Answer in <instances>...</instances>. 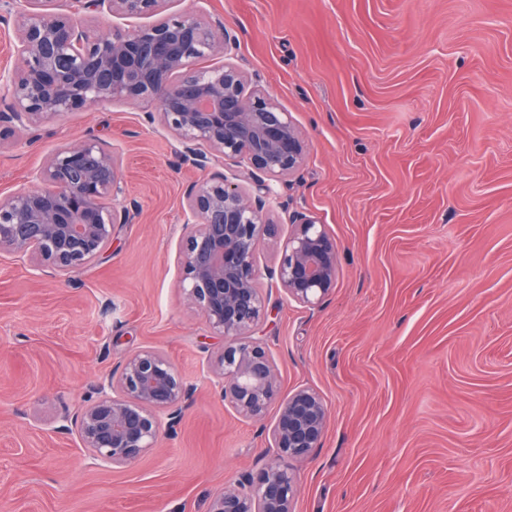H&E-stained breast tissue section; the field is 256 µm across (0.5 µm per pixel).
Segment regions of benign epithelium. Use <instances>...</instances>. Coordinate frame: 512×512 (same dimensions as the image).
<instances>
[{"instance_id": "benign-epithelium-1", "label": "benign epithelium", "mask_w": 512, "mask_h": 512, "mask_svg": "<svg viewBox=\"0 0 512 512\" xmlns=\"http://www.w3.org/2000/svg\"><path fill=\"white\" fill-rule=\"evenodd\" d=\"M172 2L25 0L15 17L21 67L0 72L9 93L0 110V139L51 115L128 101L154 106L185 163L202 170L226 159L248 161L256 171L248 188L217 172L186 190L180 288L224 337L215 367L224 400L250 418L276 407L273 447L283 459H301L322 443L327 409L310 389L280 397L264 343L247 336L267 315L256 244L276 235L269 217L274 206H283L276 184L298 171L307 145L274 99L260 89L246 92V76L236 65H202L235 46L223 21L174 10ZM103 11L151 22L99 36L88 17ZM33 181L0 198V255L25 258L60 280L95 262L112 247L116 225L135 218L133 209L112 205L124 194L119 153L94 137L55 153ZM290 226L277 279L290 299L314 307L336 286V240L313 216L301 214ZM95 390L94 400L63 416L64 429L74 427L80 447L115 467L156 447L157 412L167 410L177 421L192 394L172 361L153 349L130 355L120 374L102 379ZM293 494L288 469L271 465L248 487L218 495L210 512H292Z\"/></svg>"}]
</instances>
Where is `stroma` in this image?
<instances>
[{
	"label": "stroma",
	"instance_id": "obj_1",
	"mask_svg": "<svg viewBox=\"0 0 512 512\" xmlns=\"http://www.w3.org/2000/svg\"><path fill=\"white\" fill-rule=\"evenodd\" d=\"M172 7L223 20L232 63L308 144L255 250L280 393L328 410L320 448L287 463L293 512H512V0ZM90 136L119 152L137 215L68 281L0 257V512H209L276 456L274 412L224 402V339L179 286L184 194L206 171L152 106L116 101L1 140L0 196ZM294 211L338 246L315 307L274 275ZM143 349L193 397L157 448L93 464L61 418Z\"/></svg>",
	"mask_w": 512,
	"mask_h": 512
}]
</instances>
